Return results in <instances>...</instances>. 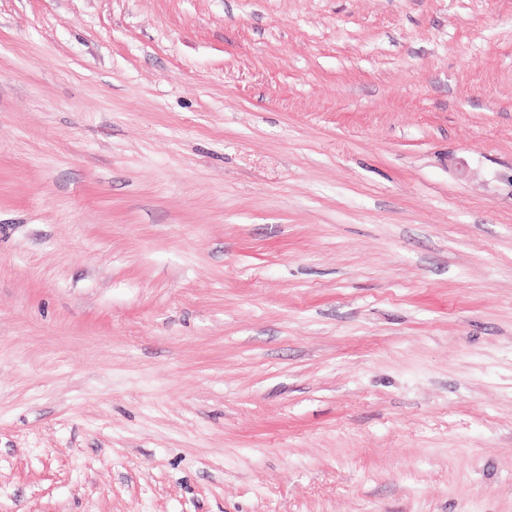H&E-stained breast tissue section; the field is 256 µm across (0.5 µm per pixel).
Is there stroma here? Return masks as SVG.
Returning <instances> with one entry per match:
<instances>
[{
	"mask_svg": "<svg viewBox=\"0 0 512 512\" xmlns=\"http://www.w3.org/2000/svg\"><path fill=\"white\" fill-rule=\"evenodd\" d=\"M0 512H512V0H0Z\"/></svg>",
	"mask_w": 512,
	"mask_h": 512,
	"instance_id": "obj_1",
	"label": "stroma"
}]
</instances>
